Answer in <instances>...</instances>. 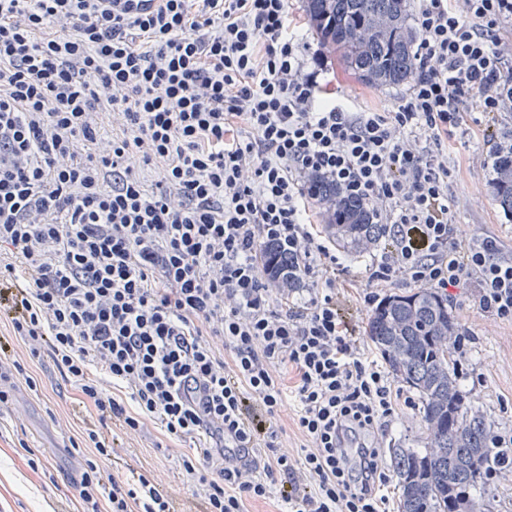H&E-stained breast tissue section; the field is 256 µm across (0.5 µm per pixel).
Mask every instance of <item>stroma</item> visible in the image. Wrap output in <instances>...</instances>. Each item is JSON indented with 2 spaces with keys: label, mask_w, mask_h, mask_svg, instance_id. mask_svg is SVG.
Masks as SVG:
<instances>
[{
  "label": "stroma",
  "mask_w": 512,
  "mask_h": 512,
  "mask_svg": "<svg viewBox=\"0 0 512 512\" xmlns=\"http://www.w3.org/2000/svg\"><path fill=\"white\" fill-rule=\"evenodd\" d=\"M331 89L338 99L370 112L392 111L404 95L407 85L371 89L345 73L337 59L327 61ZM451 162L456 174L454 192L469 199V206L457 216L463 236L487 234L497 239L503 253L512 252V216L504 213L493 199L492 170L473 167L468 150L453 151ZM348 266V319L362 349L372 351L365 329L368 310L358 303L367 282L366 266L370 256L364 248L342 250ZM474 289L453 291L448 306L460 329L475 337L461 360L459 385L472 410L484 414L492 431L512 427V323L499 321L473 305ZM35 374L40 392L31 391L23 376L14 375L0 382L9 390L12 402L0 415V512H71L72 491L69 479L79 477L85 457L75 451L71 440L81 426L97 424L94 407L83 399L75 381L64 379L49 358L27 365ZM23 433L28 449L14 447L15 433ZM111 459L102 461V469L117 479L133 482L138 476L153 478L160 492L173 499L176 512H200L196 488L183 467L193 450L188 442L167 434L153 420H144L134 432L111 430ZM36 453L45 463L33 471L27 462Z\"/></svg>",
  "instance_id": "35a3bbf8"
}]
</instances>
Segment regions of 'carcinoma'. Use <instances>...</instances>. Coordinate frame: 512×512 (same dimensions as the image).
I'll use <instances>...</instances> for the list:
<instances>
[{"instance_id":"cac0c4a2","label":"carcinoma","mask_w":512,"mask_h":512,"mask_svg":"<svg viewBox=\"0 0 512 512\" xmlns=\"http://www.w3.org/2000/svg\"><path fill=\"white\" fill-rule=\"evenodd\" d=\"M304 11L323 47L367 87L412 80L416 33L413 0H303ZM495 202L512 215V155L498 162ZM329 214L345 221L336 243L352 248L381 234L367 211L344 198L329 182L319 188ZM266 268L288 270V251L267 244ZM458 325L448 300L430 289L393 294L372 310L366 333L393 375L415 389L423 402L426 446L391 449L401 489L400 512H475L474 492L489 483L495 461L512 459V448H495L485 419L472 412L459 387L455 344Z\"/></svg>"}]
</instances>
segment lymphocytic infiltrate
<instances>
[{"label": "lymphocytic infiltrate", "mask_w": 512, "mask_h": 512, "mask_svg": "<svg viewBox=\"0 0 512 512\" xmlns=\"http://www.w3.org/2000/svg\"><path fill=\"white\" fill-rule=\"evenodd\" d=\"M414 21L406 95L357 112L328 97L288 0H0V317L101 419L191 442L206 512L275 493L284 512L386 501L383 438L415 401L340 314L347 267L311 219L315 179L384 229L365 307L385 287L469 283L512 322V254L460 237L448 162L473 112L512 103V0H417ZM268 241L293 256L287 280L257 262ZM289 398L310 443L297 463L271 426ZM72 447L89 455L77 512H173L146 476L103 477L99 430Z\"/></svg>", "instance_id": "1"}]
</instances>
